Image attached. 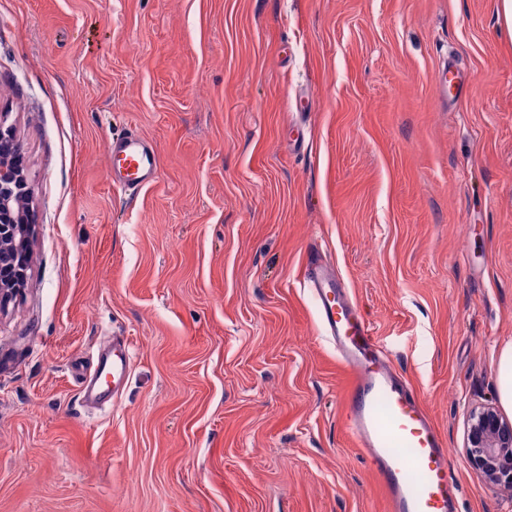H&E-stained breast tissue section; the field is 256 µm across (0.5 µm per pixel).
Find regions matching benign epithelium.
Listing matches in <instances>:
<instances>
[{"label": "benign epithelium", "mask_w": 512, "mask_h": 512, "mask_svg": "<svg viewBox=\"0 0 512 512\" xmlns=\"http://www.w3.org/2000/svg\"><path fill=\"white\" fill-rule=\"evenodd\" d=\"M29 199L13 128L0 120V310L27 279L34 223ZM466 452L470 465L488 484L512 488V422L496 406L469 412Z\"/></svg>", "instance_id": "obj_1"}]
</instances>
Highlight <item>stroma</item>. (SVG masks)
Instances as JSON below:
<instances>
[{
    "mask_svg": "<svg viewBox=\"0 0 512 512\" xmlns=\"http://www.w3.org/2000/svg\"><path fill=\"white\" fill-rule=\"evenodd\" d=\"M498 0H0L36 223L0 313V512H383L303 285L317 241L466 459L512 341V32ZM453 60L464 95L439 97ZM154 181L128 197L112 141ZM121 397L81 404L101 346ZM115 169L124 172L120 187L131 196L154 174L153 160L138 133L128 130L112 141Z\"/></svg>",
    "mask_w": 512,
    "mask_h": 512,
    "instance_id": "1",
    "label": "stroma"
}]
</instances>
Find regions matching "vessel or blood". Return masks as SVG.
Wrapping results in <instances>:
<instances>
[{
  "label": "vessel or blood",
  "instance_id": "b4317fda",
  "mask_svg": "<svg viewBox=\"0 0 512 512\" xmlns=\"http://www.w3.org/2000/svg\"><path fill=\"white\" fill-rule=\"evenodd\" d=\"M123 191L135 194L153 175V160L138 133L112 141ZM304 285L313 294L321 328L350 375L345 402L347 430L378 480L387 512H458L461 482L429 410L397 369L391 350L352 301L333 268L310 244ZM129 342L113 343L90 375L82 397L103 403L117 397L131 363Z\"/></svg>",
  "mask_w": 512,
  "mask_h": 512
}]
</instances>
